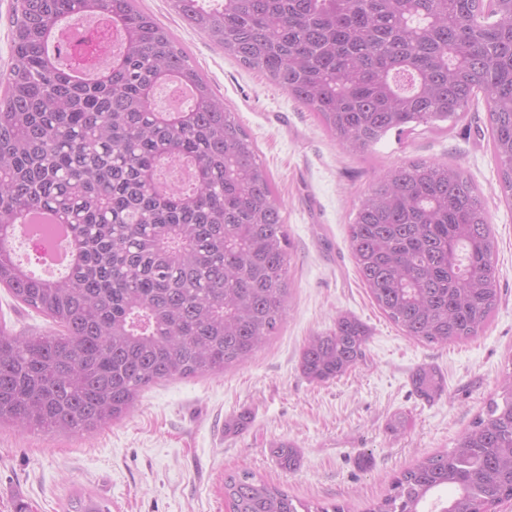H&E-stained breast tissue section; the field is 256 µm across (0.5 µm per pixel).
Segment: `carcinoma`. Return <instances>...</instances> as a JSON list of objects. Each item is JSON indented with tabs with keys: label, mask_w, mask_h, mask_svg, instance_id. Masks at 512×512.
I'll use <instances>...</instances> for the list:
<instances>
[{
	"label": "carcinoma",
	"mask_w": 512,
	"mask_h": 512,
	"mask_svg": "<svg viewBox=\"0 0 512 512\" xmlns=\"http://www.w3.org/2000/svg\"><path fill=\"white\" fill-rule=\"evenodd\" d=\"M193 28L316 112L346 152L392 130H443L482 93L512 206V0H172ZM103 14L122 39L85 78L49 52L59 23ZM0 92V285L59 331L0 327V426L89 434L149 386L220 375L250 360L287 314L289 241L256 147L184 49L136 0H13ZM192 89L180 112L151 106L161 84ZM68 227L74 259L41 278L4 245L27 220ZM359 277L388 320L427 345L477 336L500 288L484 200L464 171L412 162L383 173L348 231ZM370 331L341 314L308 338L300 370L325 383L365 358ZM440 398L435 366L411 375ZM241 412L224 431L247 429ZM288 473L290 443L272 450ZM512 498V374L450 450L396 477L366 512H495ZM229 512H345L294 500L242 470ZM73 512H110L91 497Z\"/></svg>",
	"instance_id": "1"
}]
</instances>
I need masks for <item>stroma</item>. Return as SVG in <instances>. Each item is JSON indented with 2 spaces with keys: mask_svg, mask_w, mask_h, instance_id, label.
I'll return each instance as SVG.
<instances>
[{
  "mask_svg": "<svg viewBox=\"0 0 512 512\" xmlns=\"http://www.w3.org/2000/svg\"><path fill=\"white\" fill-rule=\"evenodd\" d=\"M137 5L186 48L276 185L290 240L287 316L244 365L155 385L130 415L91 434L0 428V512L22 504L29 512H66L83 496L111 512H227L224 482L245 469L297 499L364 512L402 471L453 448L512 371V208L488 142L489 102L478 96L447 131H392L370 154L354 156L309 107L192 29L171 0ZM416 161L460 165L486 203L495 239L498 307L476 338L445 346L409 338L385 317L348 244V226L376 178ZM341 314L368 326L366 358L338 379L310 382L299 368L301 349ZM0 324L14 334L54 329L3 287ZM423 364L439 367L448 383L447 394L430 403L410 384ZM241 412L251 417L248 429L225 433V418ZM398 413L412 420L402 433L387 428ZM282 442L300 453L295 472L281 470L271 453Z\"/></svg>",
  "mask_w": 512,
  "mask_h": 512,
  "instance_id": "35a3bbf8",
  "label": "stroma"
}]
</instances>
